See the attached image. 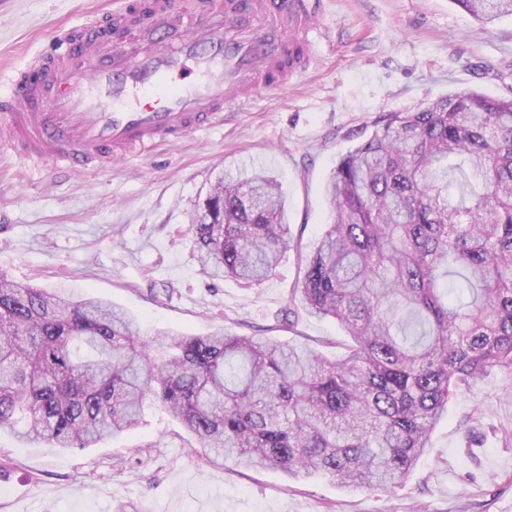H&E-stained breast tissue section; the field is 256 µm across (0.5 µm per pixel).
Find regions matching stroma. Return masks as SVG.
Listing matches in <instances>:
<instances>
[{
    "label": "stroma",
    "mask_w": 512,
    "mask_h": 512,
    "mask_svg": "<svg viewBox=\"0 0 512 512\" xmlns=\"http://www.w3.org/2000/svg\"><path fill=\"white\" fill-rule=\"evenodd\" d=\"M113 0H0V97L60 29ZM305 72L223 124L111 166L73 171L0 155V273L122 307L142 331L216 327L337 355L330 318L287 313L301 263L330 222L337 161L386 113L460 89L512 98V16L481 26L454 0H323ZM262 165L282 184L293 241L258 286L205 273L189 226L225 171ZM0 512H512V372L454 393L431 446L389 493L289 480L198 449L183 426L142 423L93 448L24 444L0 430Z\"/></svg>",
    "instance_id": "obj_1"
}]
</instances>
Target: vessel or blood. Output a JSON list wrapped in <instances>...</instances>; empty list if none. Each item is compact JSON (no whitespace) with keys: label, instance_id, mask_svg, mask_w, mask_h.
Listing matches in <instances>:
<instances>
[{"label":"vessel or blood","instance_id":"1","mask_svg":"<svg viewBox=\"0 0 512 512\" xmlns=\"http://www.w3.org/2000/svg\"><path fill=\"white\" fill-rule=\"evenodd\" d=\"M121 39L89 19L79 37L57 34L37 80L0 101L8 143L29 157L98 168L135 148L223 122L263 91L306 68L299 41L316 35V0H152L147 13L113 9Z\"/></svg>","mask_w":512,"mask_h":512}]
</instances>
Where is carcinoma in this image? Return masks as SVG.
Returning <instances> with one entry per match:
<instances>
[{
  "mask_svg": "<svg viewBox=\"0 0 512 512\" xmlns=\"http://www.w3.org/2000/svg\"><path fill=\"white\" fill-rule=\"evenodd\" d=\"M454 3L485 24L512 15V0ZM327 192L332 222L286 306L334 319L341 358L222 327L144 337L110 302L0 273V428L94 448L156 405L238 465L403 484L450 396L512 371V99L464 90L387 113ZM189 233L213 275L269 279L290 246L281 184L224 174Z\"/></svg>",
  "mask_w": 512,
  "mask_h": 512,
  "instance_id": "1",
  "label": "carcinoma"
}]
</instances>
